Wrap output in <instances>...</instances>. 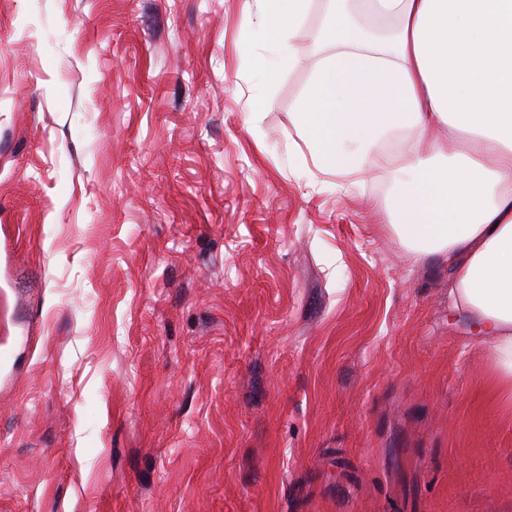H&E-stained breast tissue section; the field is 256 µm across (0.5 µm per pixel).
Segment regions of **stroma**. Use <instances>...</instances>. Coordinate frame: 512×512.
Here are the masks:
<instances>
[{"mask_svg":"<svg viewBox=\"0 0 512 512\" xmlns=\"http://www.w3.org/2000/svg\"><path fill=\"white\" fill-rule=\"evenodd\" d=\"M330 8L264 84L245 0H0V512H512L447 261L291 122Z\"/></svg>","mask_w":512,"mask_h":512,"instance_id":"35a3bbf8","label":"stroma"}]
</instances>
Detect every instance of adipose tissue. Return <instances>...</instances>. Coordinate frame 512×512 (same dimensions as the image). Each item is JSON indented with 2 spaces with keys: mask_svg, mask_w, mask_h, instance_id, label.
Segmentation results:
<instances>
[{
  "mask_svg": "<svg viewBox=\"0 0 512 512\" xmlns=\"http://www.w3.org/2000/svg\"><path fill=\"white\" fill-rule=\"evenodd\" d=\"M311 0H247L251 54L273 78L293 56ZM333 0L321 37L336 51L299 100L294 123L325 172L397 177L395 232L453 272L450 303L481 340L512 405V0H362L387 29L374 38ZM403 131L400 152L379 148ZM462 145L445 153L446 134Z\"/></svg>",
  "mask_w": 512,
  "mask_h": 512,
  "instance_id": "obj_1",
  "label": "adipose tissue"
}]
</instances>
